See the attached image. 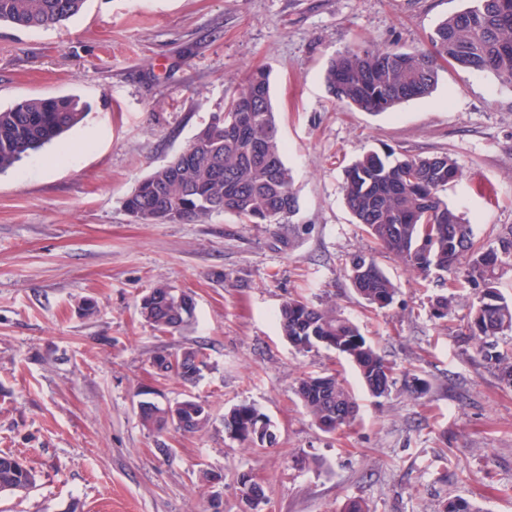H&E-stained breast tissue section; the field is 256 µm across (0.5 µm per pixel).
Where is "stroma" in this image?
<instances>
[{
    "label": "stroma",
    "mask_w": 512,
    "mask_h": 512,
    "mask_svg": "<svg viewBox=\"0 0 512 512\" xmlns=\"http://www.w3.org/2000/svg\"><path fill=\"white\" fill-rule=\"evenodd\" d=\"M472 0H86L64 23L0 22V107L80 97L88 116L0 172V451L38 474L25 494L0 493V512H241L248 473L262 512H440L463 497L512 512V387L436 318L443 289L377 251L397 288L369 306L347 276L373 242L343 193L345 170L368 152L448 153L462 176L447 198L478 239L512 231V85L443 66L428 97L362 112L333 98L324 75L340 51L367 44L412 50ZM271 73L283 161L298 209L284 224L224 212L197 224H142L124 198L222 111L252 70ZM190 293L193 322L162 334L137 303L156 282ZM335 305L377 352L430 383L375 399L336 352L297 353L277 320L288 298ZM90 300L97 311L81 315ZM204 345L196 385L159 378V350ZM337 372L359 404L350 429L326 433L295 392L305 374ZM159 402L209 405L205 432L156 433L137 416ZM254 404L277 435L252 449L228 438L224 414ZM172 455L160 453V446ZM221 472L219 487L203 470Z\"/></svg>",
    "instance_id": "stroma-1"
}]
</instances>
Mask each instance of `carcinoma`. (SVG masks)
<instances>
[{"instance_id":"obj_1","label":"carcinoma","mask_w":512,"mask_h":512,"mask_svg":"<svg viewBox=\"0 0 512 512\" xmlns=\"http://www.w3.org/2000/svg\"><path fill=\"white\" fill-rule=\"evenodd\" d=\"M86 0H0V22L23 28L60 24L77 16ZM430 47L402 51L369 46L347 49L331 59L325 72L329 93L364 112L392 111L404 102L432 93L440 63L491 73L512 84V0H474V4L440 22ZM89 106L75 96L24 99L0 108V172L59 139L87 116ZM461 170L446 153L431 156H380L369 152L346 169L343 186L347 206L363 232L380 248L426 279L435 274L448 286L436 296L439 319L455 314L454 291L474 286L476 300L464 322L465 336L486 359L502 365L512 382V350H497V340L512 332V300L497 287V271L512 260V236L487 246L471 225L448 204L445 192ZM124 208L144 224L203 223L215 213L231 212L249 224H284L298 209L292 175L282 157L270 96V75L250 72L224 111L212 114L189 144L157 166L125 198ZM348 278L369 305L385 308L397 288L373 253L350 258ZM187 294L158 282L140 299L141 317L166 334L187 326L195 306ZM283 336L297 351L325 348L345 355L357 368L374 398L388 394L396 365L378 354L358 327L333 305L290 298L280 308ZM163 379L193 383L210 367L206 348L193 345L162 350L150 360ZM296 394L307 414L327 433L351 425L356 403L334 374L304 375ZM138 417L148 430L161 433L179 419L176 430L205 431L209 407L191 396L164 404L138 402ZM224 432L247 447L275 443L268 418L251 404L224 414ZM37 482L36 471L19 457L0 452V492L26 493ZM442 512H484L465 498H452Z\"/></svg>"}]
</instances>
